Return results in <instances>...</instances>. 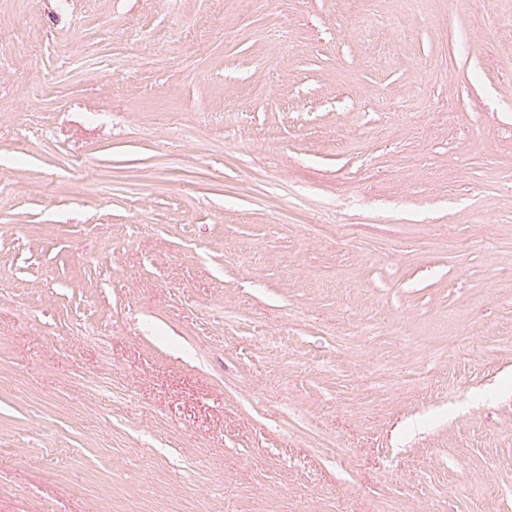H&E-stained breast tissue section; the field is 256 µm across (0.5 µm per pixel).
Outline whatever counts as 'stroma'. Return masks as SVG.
<instances>
[{"instance_id":"1","label":"stroma","mask_w":512,"mask_h":512,"mask_svg":"<svg viewBox=\"0 0 512 512\" xmlns=\"http://www.w3.org/2000/svg\"><path fill=\"white\" fill-rule=\"evenodd\" d=\"M0 35V512H512V0Z\"/></svg>"}]
</instances>
